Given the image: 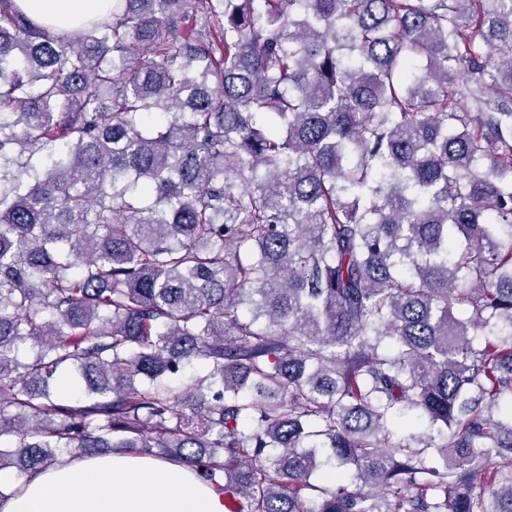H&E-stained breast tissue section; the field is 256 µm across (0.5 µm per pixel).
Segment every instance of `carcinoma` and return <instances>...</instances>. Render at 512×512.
<instances>
[{
	"label": "carcinoma",
	"instance_id": "carcinoma-1",
	"mask_svg": "<svg viewBox=\"0 0 512 512\" xmlns=\"http://www.w3.org/2000/svg\"><path fill=\"white\" fill-rule=\"evenodd\" d=\"M114 448L512 512V0H0V469ZM31 18L49 23L59 30H69L90 18L106 13L111 0H17Z\"/></svg>",
	"mask_w": 512,
	"mask_h": 512
}]
</instances>
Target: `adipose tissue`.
I'll use <instances>...</instances> for the list:
<instances>
[{
  "instance_id": "ef3b65f1",
  "label": "adipose tissue",
  "mask_w": 512,
  "mask_h": 512,
  "mask_svg": "<svg viewBox=\"0 0 512 512\" xmlns=\"http://www.w3.org/2000/svg\"><path fill=\"white\" fill-rule=\"evenodd\" d=\"M61 30L104 15L109 0H17ZM0 512H225L220 488L190 469L133 453L68 458L13 484Z\"/></svg>"
}]
</instances>
